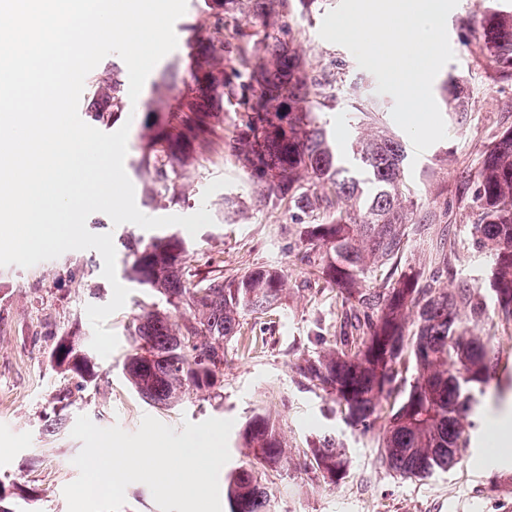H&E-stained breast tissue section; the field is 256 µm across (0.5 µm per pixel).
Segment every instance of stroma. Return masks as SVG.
Segmentation results:
<instances>
[{
	"label": "stroma",
	"instance_id": "1",
	"mask_svg": "<svg viewBox=\"0 0 512 512\" xmlns=\"http://www.w3.org/2000/svg\"><path fill=\"white\" fill-rule=\"evenodd\" d=\"M338 4L310 0L304 6L293 0L288 14L279 19L290 27L308 68L336 76L334 98L318 106L329 137L346 148L344 133L352 113L374 112L378 127L400 138L406 157L416 160L405 172L416 228L401 269L428 273L445 264L453 274L448 287H487L494 264L491 256L475 253L471 245L477 219L471 188L485 153L512 130V72L493 67L481 51L479 0H459L448 16L454 58L433 82L448 136L419 155L391 116L393 98L377 94L375 77L358 66L348 49L320 37L324 15ZM218 178L228 179V186L204 197L205 188ZM192 181L186 201L177 204L135 198L138 209L151 217L187 216L208 208L213 223L197 235L177 225L164 229L185 242L187 280L229 279L274 267L287 280L280 303L267 313L242 318L240 334L224 343V374L210 394H190L178 406L158 408L138 397L122 371L129 326L143 314L167 307L164 297L127 274L134 260L128 242L149 241L151 231L132 223L113 225L101 212L89 217V231L112 234L116 276L130 294L106 322L119 344L109 357L98 358L99 376L85 385L55 368L52 354L61 336L92 339L85 308L107 304L113 295L102 275L101 255L72 250L29 268L0 267V483L13 490L18 512H68L63 489L78 476L72 460L82 443L70 430L78 416L129 433L146 414L176 429L186 420L230 419L229 464L234 467L247 459L238 434L256 413L269 416L288 444L287 468L262 478L271 493L270 512H512V493L487 490L490 476L512 471V462L504 468L479 463L485 410L476 413L478 426L463 460L448 471L406 479L378 462L377 440L385 418H378L366 433L346 426L340 415L332 414L325 393L305 386L296 371L300 358L317 352L316 331L333 334L341 305L335 287L304 258L287 206L254 207L249 185L221 149ZM228 197L241 201L231 215L224 212ZM459 316L470 334L512 355V322L489 313L475 323L464 307ZM63 391L71 394L68 425L52 432L47 420ZM322 432L336 434L350 459L347 478L335 486L298 466L308 439Z\"/></svg>",
	"mask_w": 512,
	"mask_h": 512
}]
</instances>
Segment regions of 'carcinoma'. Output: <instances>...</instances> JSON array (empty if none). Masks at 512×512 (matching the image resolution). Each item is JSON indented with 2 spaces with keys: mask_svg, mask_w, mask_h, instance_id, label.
Masks as SVG:
<instances>
[{
  "mask_svg": "<svg viewBox=\"0 0 512 512\" xmlns=\"http://www.w3.org/2000/svg\"><path fill=\"white\" fill-rule=\"evenodd\" d=\"M290 0H196L180 25L182 53L153 83L141 112L140 160L148 201L181 200V190L214 144L224 105L236 112L225 150L254 186L256 207L288 201L301 225L308 263L338 289L339 335L296 364L299 375L328 395L349 426L366 431L387 404V427L378 442L379 462L404 478H427L462 460L464 422L481 404L497 372L492 349L468 334L457 307L468 303L475 319L491 296L502 318L512 320V131L486 154L474 178L480 211L472 246L494 256L487 292L450 290L442 274L398 271L409 240L404 192L405 154L399 139L377 132L358 137L340 154L327 139L312 96L333 97V79L312 75L295 45L264 33ZM488 61L512 70V10L480 0ZM182 72L181 83L174 74ZM128 87L117 67L98 70L88 82L85 112L109 126L127 106ZM184 242L153 237L133 251L132 274L182 314L151 311L129 327L126 378L159 408L179 402L189 389L210 391L224 374V341L241 331L240 318L265 314L285 290L277 270L256 268L231 280L190 284L184 279ZM56 368L82 382L96 377L79 350V336L60 338ZM417 375L404 377L410 366ZM248 461L224 478L228 512H267L261 482L288 467V448L275 423L252 416L241 432ZM300 467L329 485L348 475L343 443L316 435Z\"/></svg>",
  "mask_w": 512,
  "mask_h": 512,
  "instance_id": "1",
  "label": "carcinoma"
}]
</instances>
